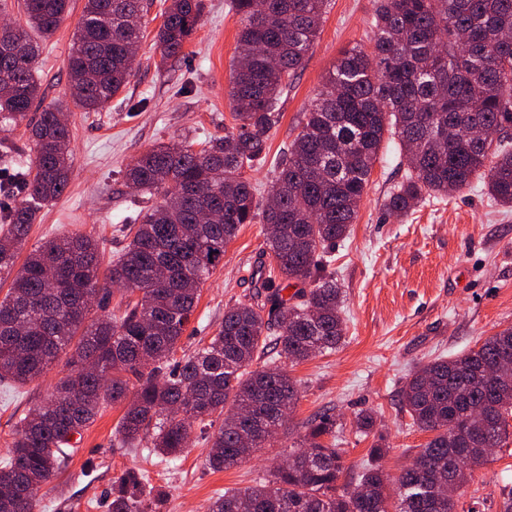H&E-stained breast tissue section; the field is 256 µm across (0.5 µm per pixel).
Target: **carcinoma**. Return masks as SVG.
I'll list each match as a JSON object with an SVG mask.
<instances>
[{
	"mask_svg": "<svg viewBox=\"0 0 512 512\" xmlns=\"http://www.w3.org/2000/svg\"><path fill=\"white\" fill-rule=\"evenodd\" d=\"M69 0H23L25 25L0 36V123L24 120L40 97L39 44L63 22ZM328 0H228L240 28L227 91L233 126L196 150L160 143L126 172L132 189L161 202L100 277L91 233L48 239L17 264L36 205L69 184L71 131L63 107H44L32 125L34 157L0 184L21 185L26 203L0 214V273L13 275L0 300V383L46 375L61 355L69 373L46 402L17 423L0 459V512H35V492L67 466L72 440L105 404L123 406L121 446L181 456L193 423L221 421L206 467L222 471L256 454L283 428L299 399L297 382L273 361L299 363L336 349L345 335L344 296L326 272L325 250L347 238L387 138L398 140L405 175L387 209L401 218L420 204L484 181L489 198L512 207V0H376L371 47L336 63L273 164L269 195L256 198L245 172L266 158L277 104L303 67ZM144 0H85L68 60L73 104L101 112L128 84ZM202 0H171L155 41L178 59L202 20ZM268 233L263 290L224 312L218 332L171 365L201 287L243 224ZM310 282L309 292L287 288ZM122 287L107 310L113 285ZM401 402L432 437L385 482L382 437L373 438L351 492H338L345 449L336 421L314 419L301 444L263 484L226 490L207 512H458L448 481L464 488L470 467L501 448L512 418V327L455 357L436 358L407 378ZM364 436L376 417L355 418ZM162 493L137 469L112 485L109 512H157Z\"/></svg>",
	"mask_w": 512,
	"mask_h": 512,
	"instance_id": "carcinoma-1",
	"label": "carcinoma"
}]
</instances>
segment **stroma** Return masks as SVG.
Returning a JSON list of instances; mask_svg holds the SVG:
<instances>
[{"mask_svg": "<svg viewBox=\"0 0 512 512\" xmlns=\"http://www.w3.org/2000/svg\"><path fill=\"white\" fill-rule=\"evenodd\" d=\"M203 2L202 24L189 36L183 56L168 62L154 43L162 19L158 7H151L136 71L126 88L103 111L85 112L70 104L68 74L84 0H70L59 29L41 41L37 64L42 104L69 106L70 180L59 198L38 211L28 246L91 232L101 241L104 262L116 260L128 243L123 225L138 224L159 200L125 185L123 174L131 160L157 143L201 142L232 126L227 90L239 24L227 0ZM372 11L373 0H330L304 66L280 100L268 161L248 173L259 197L267 195L272 160L295 137L337 59L365 42ZM32 147L25 123L1 129L0 170L9 171L14 162L29 164ZM403 174L396 144L384 141L358 218L331 256L346 298V335L335 351L290 366L301 395L283 431L250 460L214 471L204 464L213 427L195 425L185 453L165 461L148 448L121 447L117 426L122 409L109 406L83 431L68 467L41 486L36 512H107L113 481L131 467L166 490L160 512H206L218 493L268 479L298 445L306 423L324 414L335 418L347 450L339 489H353L372 444L353 426L356 415L366 410L374 412L389 448L383 470L398 475L429 438L401 409L400 391L409 374L512 326V209L491 202L476 179L398 218L389 214L386 201ZM265 238V224L240 227L200 291L180 342L183 352L207 342L219 329L225 308L257 291L250 274L266 259ZM66 372L60 361L22 387L0 384V456L19 419L44 402ZM87 469L93 472L88 479L83 476ZM471 474L460 500L462 512H496L502 489L512 486V437L485 463L472 467Z\"/></svg>", "mask_w": 512, "mask_h": 512, "instance_id": "stroma-1", "label": "stroma"}]
</instances>
